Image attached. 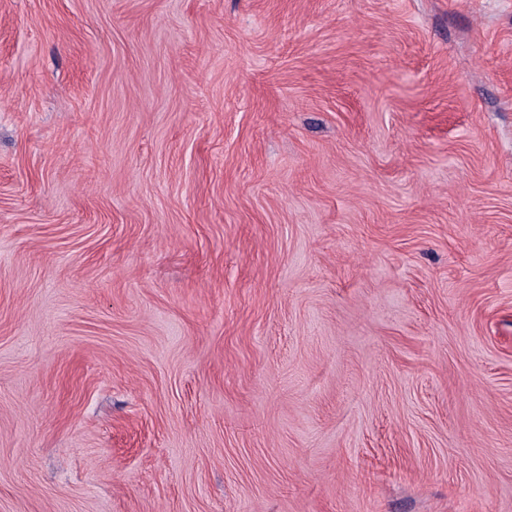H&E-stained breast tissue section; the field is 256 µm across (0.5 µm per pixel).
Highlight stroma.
<instances>
[{
	"label": "stroma",
	"instance_id": "1",
	"mask_svg": "<svg viewBox=\"0 0 512 512\" xmlns=\"http://www.w3.org/2000/svg\"><path fill=\"white\" fill-rule=\"evenodd\" d=\"M0 512H512V0H0Z\"/></svg>",
	"mask_w": 512,
	"mask_h": 512
}]
</instances>
